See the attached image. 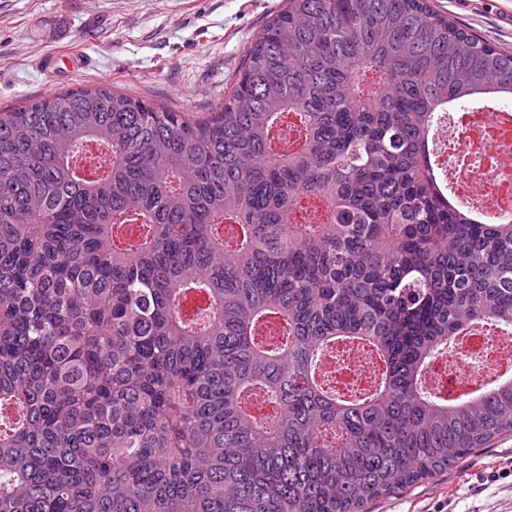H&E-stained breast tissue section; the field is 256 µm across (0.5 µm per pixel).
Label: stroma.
<instances>
[{
    "mask_svg": "<svg viewBox=\"0 0 512 512\" xmlns=\"http://www.w3.org/2000/svg\"><path fill=\"white\" fill-rule=\"evenodd\" d=\"M285 0H0V112L45 95L107 87L208 116ZM434 9L512 52V0H431ZM75 55L58 75L43 58ZM365 512H512V435Z\"/></svg>",
    "mask_w": 512,
    "mask_h": 512,
    "instance_id": "1",
    "label": "stroma"
}]
</instances>
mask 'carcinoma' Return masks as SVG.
<instances>
[{
  "mask_svg": "<svg viewBox=\"0 0 512 512\" xmlns=\"http://www.w3.org/2000/svg\"><path fill=\"white\" fill-rule=\"evenodd\" d=\"M493 94L512 53L428 0H288L204 119L103 87L0 113V512H361L512 432V382L419 385L470 323L512 335V222L429 160ZM344 337L383 359L365 400L317 381Z\"/></svg>",
  "mask_w": 512,
  "mask_h": 512,
  "instance_id": "1",
  "label": "carcinoma"
}]
</instances>
